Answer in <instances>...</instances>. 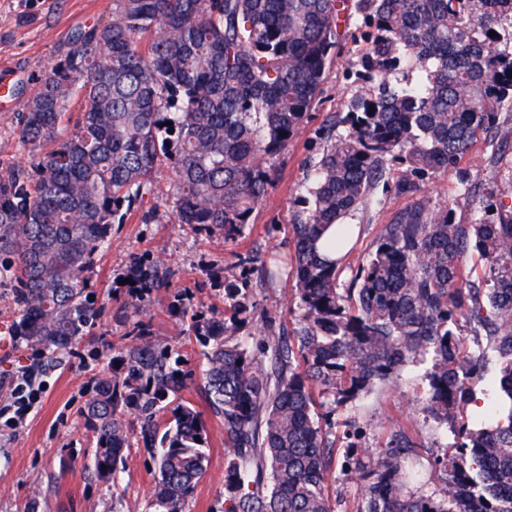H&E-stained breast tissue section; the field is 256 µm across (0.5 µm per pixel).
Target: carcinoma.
Segmentation results:
<instances>
[{"label": "carcinoma", "mask_w": 512, "mask_h": 512, "mask_svg": "<svg viewBox=\"0 0 512 512\" xmlns=\"http://www.w3.org/2000/svg\"><path fill=\"white\" fill-rule=\"evenodd\" d=\"M349 10L348 0H112L108 19L74 29L16 123L36 154L0 169L13 335L52 360L91 333L102 306L90 274L112 225L139 209L150 218L151 176L163 165L174 173L175 221L235 239L276 180L273 161L318 95ZM357 13L369 28L362 64L372 87L345 104V132L334 122L322 132L310 200L291 225L292 334L256 357L226 335L247 313L238 289H224L230 322L208 317L189 289L168 288L160 257L130 269L140 286L127 285L128 304L137 310L167 289L170 313L191 317L205 347L204 390L228 454L224 499L210 512H335L332 415L414 363L427 364L420 410L461 441L436 458L434 488L412 465L421 444L402 426L379 450L349 446L341 471L359 483L353 512H512V205L491 203V190L481 218L465 224L446 207H411L382 227L352 287H338L345 220L369 204L391 162L407 165L399 192L447 169L467 196L460 162L474 142L492 134L490 161L512 142V0H360ZM405 58L414 82L397 76ZM333 224L322 256L316 242ZM473 255L478 283L464 270ZM462 321L486 344L465 350ZM132 333L93 354L107 358L84 408L93 471L114 479L135 444L157 472L142 512H186L208 465V430L179 398L194 370L143 321ZM491 366L509 408L489 405L490 423L472 429V384Z\"/></svg>", "instance_id": "carcinoma-1"}]
</instances>
